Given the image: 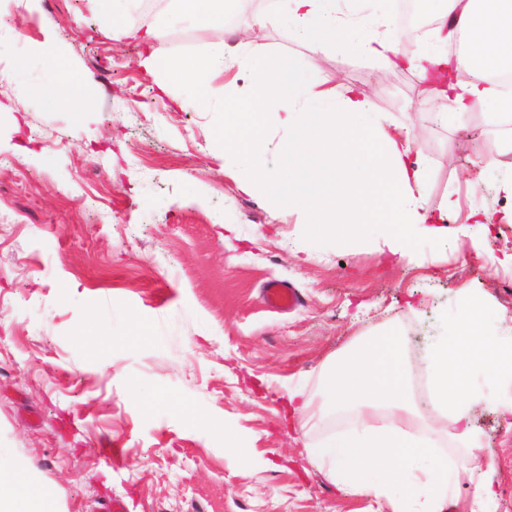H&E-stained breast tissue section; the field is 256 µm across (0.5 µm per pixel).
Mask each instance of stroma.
Masks as SVG:
<instances>
[{
    "instance_id": "obj_1",
    "label": "stroma",
    "mask_w": 512,
    "mask_h": 512,
    "mask_svg": "<svg viewBox=\"0 0 512 512\" xmlns=\"http://www.w3.org/2000/svg\"><path fill=\"white\" fill-rule=\"evenodd\" d=\"M239 15L228 41L265 56L314 58L309 77L343 94L374 85V111L410 128L427 160L422 204L448 197V239L417 242L412 260L312 233L301 215L245 195L224 172L220 112L182 109L186 86L161 91L141 44L113 33L91 0H0V446L11 449L56 512H378L366 494L338 491L307 445L349 428L323 414L324 364L361 338L398 334L410 393L424 402V359L464 296L512 331V224L485 232L466 217L512 209L496 192L512 177L501 130L468 133L473 110L449 125L415 106L417 71L388 68L342 43L313 51L271 22L248 40ZM52 43L88 74L81 100L38 93ZM194 185L200 200L184 196ZM299 303L270 308L271 280ZM137 323H130L129 315ZM310 406L291 415L288 396ZM476 460L512 512V411L475 412ZM237 436L224 450L223 426ZM120 449L106 461L104 448Z\"/></svg>"
}]
</instances>
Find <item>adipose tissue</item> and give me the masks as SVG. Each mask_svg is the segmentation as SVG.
I'll use <instances>...</instances> for the list:
<instances>
[{"label":"adipose tissue","instance_id":"adipose-tissue-1","mask_svg":"<svg viewBox=\"0 0 512 512\" xmlns=\"http://www.w3.org/2000/svg\"><path fill=\"white\" fill-rule=\"evenodd\" d=\"M476 2L428 0L431 13L450 21L455 32L472 33L480 16L498 39L512 44V0H488L492 9L484 14ZM93 3L113 30L144 44L139 65L146 73L163 62L169 81L187 85L185 104L196 111H215L212 77L235 70L234 81L224 86L217 144L225 172L242 193L301 212L319 235L342 243L366 241L397 259L411 258L415 239L447 240L448 213L457 204L449 202L437 213L423 207L425 160L414 150L410 131L390 132L384 113L374 111L356 90L339 98L318 88L308 78L310 60L284 62L274 72L265 57L227 43L224 0H169L143 30L124 24L136 0ZM284 3L279 21L296 37L313 41L315 49L338 39L358 54L414 68L423 77L452 62L433 43L408 55L400 33L383 16H337L336 0ZM187 16L211 29L215 40L204 54L165 59L170 30ZM452 63L463 78L431 90L444 102L442 121L479 104L491 120L508 125L503 150L512 153V113L503 109L512 100V87L484 74L468 54ZM89 84L83 74H70L65 57L56 55L40 93L49 101L62 90L78 100ZM272 125L288 133L275 156L266 134ZM492 316L478 298H463L459 315L444 322L440 342L426 355L427 401L438 418L451 422L453 442L470 457L482 448L475 410L512 407V336L490 332ZM320 392L325 413L353 409L367 420L307 448L340 491L373 496L389 512H444L457 505L458 470L433 453L432 439L412 431L419 410L410 396L399 336L376 337L336 358L321 374ZM0 512H53L36 479L8 448H0Z\"/></svg>","mask_w":512,"mask_h":512}]
</instances>
